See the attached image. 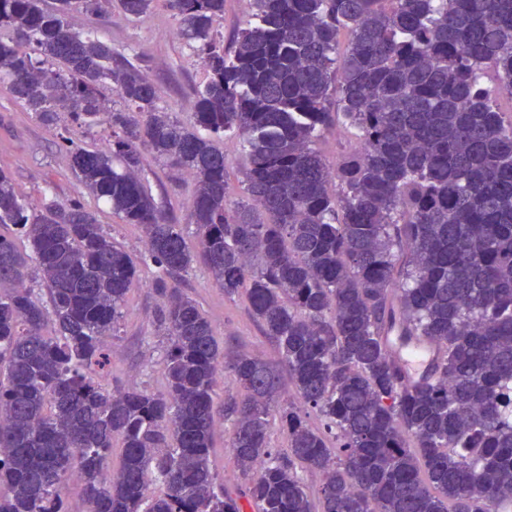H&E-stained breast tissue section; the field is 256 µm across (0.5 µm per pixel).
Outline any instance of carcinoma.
Returning a JSON list of instances; mask_svg holds the SVG:
<instances>
[{"instance_id":"obj_1","label":"carcinoma","mask_w":512,"mask_h":512,"mask_svg":"<svg viewBox=\"0 0 512 512\" xmlns=\"http://www.w3.org/2000/svg\"><path fill=\"white\" fill-rule=\"evenodd\" d=\"M159 2L207 71L191 124L159 105L145 58L70 22L112 0H0V91L48 128L70 113V169L144 234L134 257L80 198L31 203L0 166V512H68L74 475L84 512H498L512 501V116L496 104L512 96V0H252L227 49L225 0L118 5L138 20ZM332 128L356 139L334 165L316 147ZM229 136L241 200L216 145ZM147 154L192 177L195 246L138 177ZM196 264L246 300L280 367L224 351L179 287ZM143 266L161 392L107 383L106 339ZM393 335L437 347L424 382L403 380ZM221 375L236 394L219 398ZM220 420L239 489L211 464ZM306 469L323 475L315 497ZM224 154L227 158L228 165V183L227 193L229 197L234 199L244 198L243 185L241 183L242 175L240 173L242 163L241 147L236 140H225Z\"/></svg>"}]
</instances>
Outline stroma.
I'll use <instances>...</instances> for the list:
<instances>
[{"mask_svg":"<svg viewBox=\"0 0 512 512\" xmlns=\"http://www.w3.org/2000/svg\"><path fill=\"white\" fill-rule=\"evenodd\" d=\"M100 27L114 52L148 59L146 75L159 87L162 107L181 121H189L187 98L192 88L203 82L205 69L188 43L179 37V20L173 12L158 4L141 20L132 21L116 7L105 14ZM56 142L55 131L46 129L19 103L0 93V165L10 169L17 190L31 202L47 191L61 199L82 197L90 209L98 211L107 231L128 252H143L141 229L124 223L112 215L108 206L85 193L58 152ZM141 179L178 223H189L188 201L193 188L189 178L178 177L164 161L150 156L144 162ZM151 277V271H144L128 294L126 316L112 341L111 386L145 385L154 391L165 386L157 363L160 338L154 325L159 299L149 286ZM181 286L211 320L226 350L250 352L269 363H278L275 345L263 335L245 299H226L203 265H196Z\"/></svg>","mask_w":512,"mask_h":512,"instance_id":"1","label":"stroma"}]
</instances>
